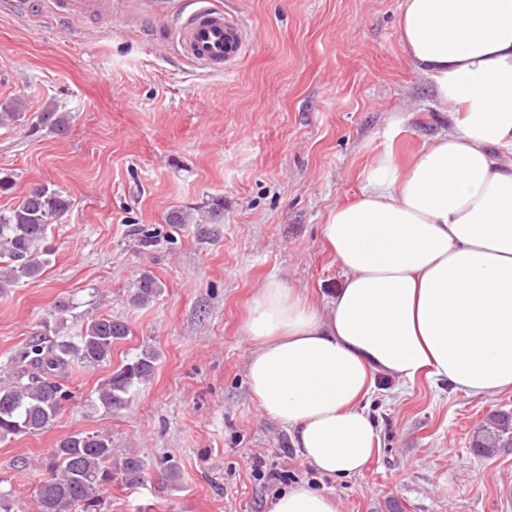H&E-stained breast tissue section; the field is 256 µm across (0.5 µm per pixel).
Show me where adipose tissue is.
<instances>
[{
  "instance_id": "obj_1",
  "label": "adipose tissue",
  "mask_w": 512,
  "mask_h": 512,
  "mask_svg": "<svg viewBox=\"0 0 512 512\" xmlns=\"http://www.w3.org/2000/svg\"><path fill=\"white\" fill-rule=\"evenodd\" d=\"M404 52L462 114L405 168L383 158L322 227L342 288L314 305L276 279L252 301L247 377L320 474L360 473L378 445L361 400L377 375L493 398L512 391V0H403ZM271 512H339L299 484Z\"/></svg>"
}]
</instances>
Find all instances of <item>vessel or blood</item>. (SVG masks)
Returning <instances> with one entry per match:
<instances>
[{"mask_svg": "<svg viewBox=\"0 0 512 512\" xmlns=\"http://www.w3.org/2000/svg\"><path fill=\"white\" fill-rule=\"evenodd\" d=\"M256 36L253 27L227 15L213 0H196L179 24L161 30L157 38L174 45L209 72L228 74Z\"/></svg>", "mask_w": 512, "mask_h": 512, "instance_id": "vessel-or-blood-1", "label": "vessel or blood"}]
</instances>
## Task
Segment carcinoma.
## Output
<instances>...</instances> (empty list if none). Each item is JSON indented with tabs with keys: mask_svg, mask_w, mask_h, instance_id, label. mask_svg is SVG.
<instances>
[{
	"mask_svg": "<svg viewBox=\"0 0 512 512\" xmlns=\"http://www.w3.org/2000/svg\"><path fill=\"white\" fill-rule=\"evenodd\" d=\"M71 200L64 191L47 184L30 190L24 200L8 213H0V295L22 280L35 279L53 253L48 240L51 225L69 211ZM224 202L218 197L194 215L174 211L171 224H220ZM162 292L151 275H142L133 285L129 301L146 306ZM129 325L110 315L90 319L77 336L50 339L33 337L14 359L15 374L0 382V441L46 429L72 393L65 372L75 363L98 366L108 361L112 346L129 336ZM156 355L143 350L133 360L114 370L95 391L91 406L106 412L121 410L127 395L147 382ZM512 437V413L496 411L474 433V450L489 454L504 447ZM52 476L37 489L39 512H101L104 487L117 479L133 486L144 481L143 458L131 453L112 463V441L103 433L77 432L63 439L51 454Z\"/></svg>",
	"mask_w": 512,
	"mask_h": 512,
	"instance_id": "cac0c4a2",
	"label": "carcinoma"
}]
</instances>
